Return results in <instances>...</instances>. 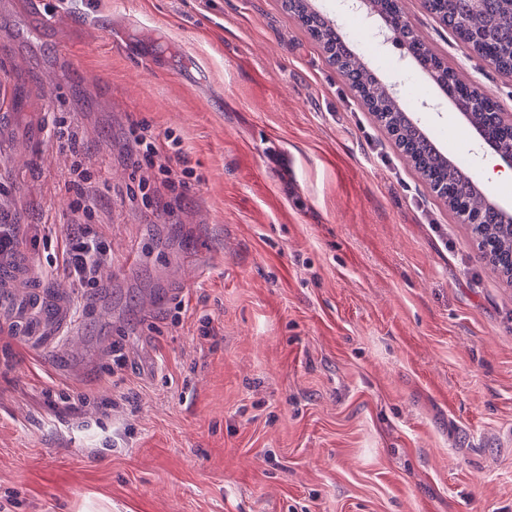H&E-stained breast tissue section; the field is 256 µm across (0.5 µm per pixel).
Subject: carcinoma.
I'll list each match as a JSON object with an SVG mask.
<instances>
[{"label": "carcinoma", "mask_w": 512, "mask_h": 512, "mask_svg": "<svg viewBox=\"0 0 512 512\" xmlns=\"http://www.w3.org/2000/svg\"><path fill=\"white\" fill-rule=\"evenodd\" d=\"M431 11L453 32L458 31L460 22H465L473 38L474 51L493 57L505 69L512 67V0H456L452 6L437 0L431 5ZM288 12L305 18L312 25L315 39L351 88L371 111L387 116L397 145L432 187L451 186L454 192L448 195V201L459 207L474 196L469 173L437 150L424 130L415 125L407 113L399 111L376 72L359 66L342 38H332L335 28L325 15L314 11L309 0H293ZM474 235L478 249L490 257L506 279L512 280V222L487 208Z\"/></svg>", "instance_id": "obj_1"}]
</instances>
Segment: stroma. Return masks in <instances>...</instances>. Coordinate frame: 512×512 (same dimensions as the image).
I'll return each mask as SVG.
<instances>
[{
    "instance_id": "35a3bbf8",
    "label": "stroma",
    "mask_w": 512,
    "mask_h": 512,
    "mask_svg": "<svg viewBox=\"0 0 512 512\" xmlns=\"http://www.w3.org/2000/svg\"><path fill=\"white\" fill-rule=\"evenodd\" d=\"M42 6L68 22L0 0V113L67 117L77 145L22 147L15 121L0 220L49 226L16 256L81 334L39 354L0 324V512H512V283L283 0ZM402 9L512 113V79ZM451 111L421 125L478 169ZM135 119L180 137L182 195L138 163ZM85 221L106 294L62 265Z\"/></svg>"
}]
</instances>
